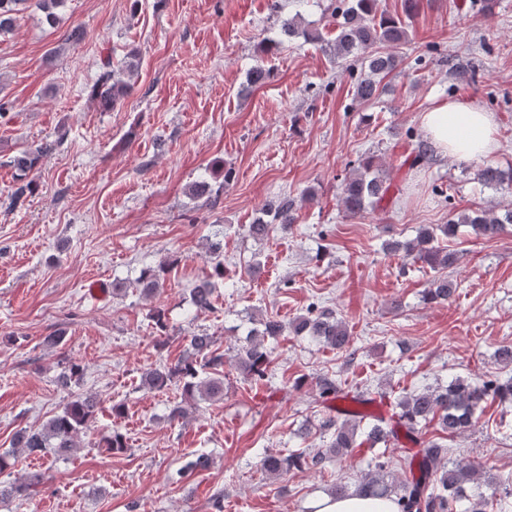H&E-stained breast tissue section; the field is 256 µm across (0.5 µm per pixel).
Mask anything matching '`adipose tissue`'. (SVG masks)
<instances>
[{"label": "adipose tissue", "instance_id": "obj_1", "mask_svg": "<svg viewBox=\"0 0 512 512\" xmlns=\"http://www.w3.org/2000/svg\"><path fill=\"white\" fill-rule=\"evenodd\" d=\"M419 121L437 151L457 160L485 159L496 147L492 113L472 102H441L421 113Z\"/></svg>", "mask_w": 512, "mask_h": 512}]
</instances>
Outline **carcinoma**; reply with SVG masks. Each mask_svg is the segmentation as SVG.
<instances>
[{"instance_id":"cac0c4a2","label":"carcinoma","mask_w":512,"mask_h":512,"mask_svg":"<svg viewBox=\"0 0 512 512\" xmlns=\"http://www.w3.org/2000/svg\"><path fill=\"white\" fill-rule=\"evenodd\" d=\"M28 0H0V35L12 31L18 21L20 6ZM419 0H403V15H393L379 9L378 0H338L336 6V37L330 52L347 65L350 71H359L354 83V97L362 102L377 98L382 92L381 81L395 72L403 59L388 51L409 41L408 23L418 10ZM280 35L290 39L301 37L307 42L317 41L320 34L302 25L301 18L287 19L280 25ZM130 84L115 76L112 57L101 61L92 96L98 106L111 111L130 94ZM53 150V144L43 143L25 149L10 157L9 165L15 169L17 186L9 195V206L16 208L24 202L33 189V174L42 158ZM478 181L487 187L501 188L512 185V166L502 168L486 164L477 172ZM388 178L379 171L374 159L362 158L358 166L346 176L339 187L340 202L350 217H361L381 207L390 193ZM190 196L204 199L214 205L217 197L206 181H196L190 186ZM263 216L248 226L249 235L255 240L269 236L274 227L286 231L295 223L296 200L288 196L271 199L262 210ZM468 224L479 235L495 238L512 224V209L495 212L479 209L462 213L441 225H423L416 237L408 242L390 240L383 249L392 255L404 253L415 261L429 266L435 275L423 291L429 303L447 302L455 294L457 284L445 274L458 260V254L436 245L437 234L457 236L458 228ZM210 251V273L191 289V302L199 313L214 309L216 280L224 278V261L221 246L213 243ZM175 260L146 268L136 279L140 294L154 297L163 288L166 275ZM315 307L308 315L297 317L291 326L272 317L260 321L262 329L250 332L246 344L234 355L235 365L250 378L265 377L272 350L265 346V339L282 335L291 329L296 336H309L338 351H346L354 338L346 323L336 319L333 312ZM216 340L207 333H192L187 337L183 355L175 363H160L143 375V386L161 391L174 383H181L190 400L196 398L216 401L224 397V354L215 348ZM321 397L342 401L322 418L320 428L327 436L324 448L313 454L288 455L266 453L258 461L260 470L278 479L293 469H320L325 463L342 460L354 449L366 446H388L404 438L423 448L401 462L403 476L395 478L386 473L387 464L379 462L375 470L362 477L355 489L337 483L333 497H346L352 493L375 499L395 502L399 512H454L453 505L467 502L465 512H488L498 507L512 493L501 489L509 486V479L488 476L477 477L476 467L461 458H452L453 449L443 443V436H454L471 428L484 412L485 402L493 397L500 402L512 403V377L506 380H488L475 385L455 377L445 386L413 390L397 401L399 412L385 419L368 411L371 399L363 394H343L336 379L324 376L317 382ZM100 401L95 394H79L62 412L39 428L22 427L12 439L13 453L0 454V472L14 465L15 454L44 458L50 454L63 456L79 447V438L87 434L95 423ZM435 421L441 437L425 440L421 437V424ZM43 474L30 473L17 481L0 484V499L29 496L42 483Z\"/></svg>"}]
</instances>
